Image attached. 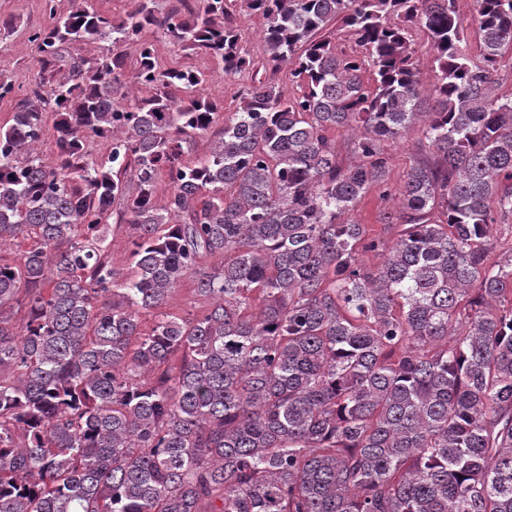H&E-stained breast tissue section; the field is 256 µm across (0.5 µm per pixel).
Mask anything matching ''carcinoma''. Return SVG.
<instances>
[{
	"mask_svg": "<svg viewBox=\"0 0 512 512\" xmlns=\"http://www.w3.org/2000/svg\"><path fill=\"white\" fill-rule=\"evenodd\" d=\"M74 2L31 33L39 81L0 125V512H512V0L470 22L456 0ZM149 34L252 73L204 157L188 145L223 107ZM87 39L100 54L65 59ZM130 65L146 94L122 91ZM417 123L393 190L385 143ZM375 185L397 200L381 234L346 218ZM187 277L201 306L174 312ZM238 25L243 45L254 57H262V21L257 16L241 15ZM415 61L417 68L419 69L424 96L427 99L426 107H431L434 105V102L428 97V95L430 85L434 81V70L432 68L430 47L423 35L418 36L416 40ZM499 62V70L497 73L498 94L512 95V48L505 47ZM112 242L110 249V258L114 268L121 273L126 272L130 264L129 241L133 230L128 224L112 226Z\"/></svg>",
	"mask_w": 512,
	"mask_h": 512,
	"instance_id": "1",
	"label": "carcinoma"
}]
</instances>
